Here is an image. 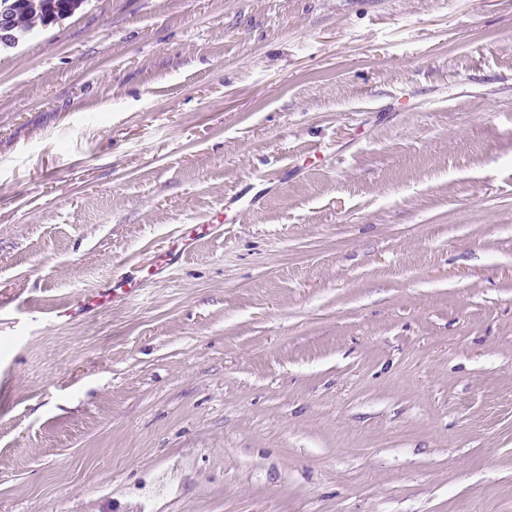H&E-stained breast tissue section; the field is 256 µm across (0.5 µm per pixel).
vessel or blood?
<instances>
[{
    "mask_svg": "<svg viewBox=\"0 0 512 512\" xmlns=\"http://www.w3.org/2000/svg\"><path fill=\"white\" fill-rule=\"evenodd\" d=\"M195 247V240L183 234H173L166 241V253L161 261L150 267L131 265L103 280L91 294H83L63 309L65 317L90 312L106 304L128 300L137 295L146 280L159 281L172 278L182 256Z\"/></svg>",
    "mask_w": 512,
    "mask_h": 512,
    "instance_id": "vessel-or-blood-1",
    "label": "vessel or blood"
}]
</instances>
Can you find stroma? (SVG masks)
<instances>
[{"instance_id": "obj_1", "label": "stroma", "mask_w": 512, "mask_h": 512, "mask_svg": "<svg viewBox=\"0 0 512 512\" xmlns=\"http://www.w3.org/2000/svg\"><path fill=\"white\" fill-rule=\"evenodd\" d=\"M0 512H512V0H83L0 50ZM195 247V239L176 232L166 241V253L161 261L152 264L144 275L145 268L131 265L103 280L91 294H81L72 304L57 314L73 318L76 315L104 307L106 304L129 300L142 290L148 280L159 281L174 276L182 256Z\"/></svg>"}]
</instances>
